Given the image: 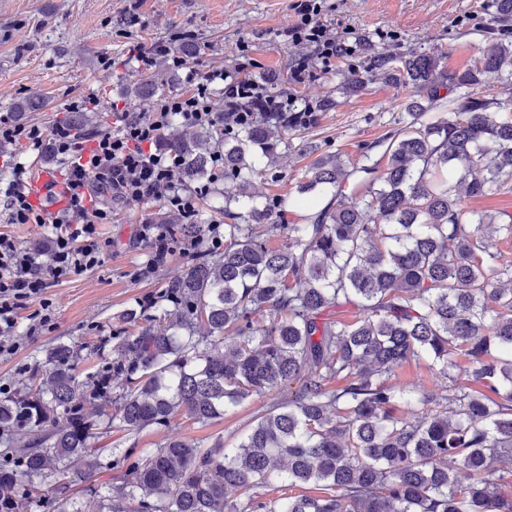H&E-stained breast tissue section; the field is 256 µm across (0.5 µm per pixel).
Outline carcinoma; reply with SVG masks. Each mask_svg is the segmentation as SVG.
<instances>
[{"label": "carcinoma", "mask_w": 512, "mask_h": 512, "mask_svg": "<svg viewBox=\"0 0 512 512\" xmlns=\"http://www.w3.org/2000/svg\"><path fill=\"white\" fill-rule=\"evenodd\" d=\"M479 53L448 77L453 88L488 73L512 85V41L488 40ZM365 70L414 88L386 168L368 155L359 166L317 156L299 193L331 200L301 224L270 223L286 199L252 194L297 127L261 113L192 136L172 119L161 145L180 159L176 179L212 181L223 154L232 222L214 245L201 214L178 217L168 232L193 242L185 271L116 316L96 369L82 374L83 347L58 343L0 396V512H83L76 487L95 490L105 471L118 482L98 512H512V469L502 467L512 462V261L494 246L512 238V219L461 204L512 184V96H440L431 52L373 51ZM169 80L160 60L126 94L157 96ZM352 179L367 193H345ZM346 307L356 310L349 323L337 318ZM420 358L448 386L409 394L392 382ZM296 380L294 397L228 446L173 437L124 448L123 436L100 445L179 417L207 426ZM403 404L421 417L396 415Z\"/></svg>", "instance_id": "cac0c4a2"}]
</instances>
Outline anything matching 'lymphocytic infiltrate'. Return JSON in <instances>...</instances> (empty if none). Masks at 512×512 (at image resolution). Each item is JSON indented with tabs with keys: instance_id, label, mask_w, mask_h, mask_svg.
Segmentation results:
<instances>
[{
	"instance_id": "obj_1",
	"label": "lymphocytic infiltrate",
	"mask_w": 512,
	"mask_h": 512,
	"mask_svg": "<svg viewBox=\"0 0 512 512\" xmlns=\"http://www.w3.org/2000/svg\"><path fill=\"white\" fill-rule=\"evenodd\" d=\"M293 8L298 20L287 36L309 49L291 67L296 83L313 78L315 67L330 69L336 61L355 53L354 44L328 36L320 18L321 0H295ZM215 84L220 85V93L212 92ZM263 90L258 81L214 70L194 93L160 96L149 114L121 113L116 130L86 137L74 132L65 120L57 121L45 134L39 127L0 117V145L26 142L36 146L42 138L50 139L51 149L63 166L65 198L64 206L52 219L55 233L47 250L24 249L11 236L0 234V354L15 348L11 337L17 328L18 309L40 301L37 327H52L55 313L43 299L46 288L51 282L104 264L110 242L101 237L98 227L112 220L104 194L115 199L162 200L183 216L194 212V195L174 178L177 156L157 146L171 117H179L193 127H208L220 121L229 128L248 122L253 114L252 102L259 97L264 98L266 111L280 115L289 112L303 121L310 116L311 106L267 96ZM0 208L9 223H43V216L29 200L27 169L22 164H15L0 188Z\"/></svg>"
}]
</instances>
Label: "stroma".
Listing matches in <instances>:
<instances>
[{
  "instance_id": "obj_1",
  "label": "stroma",
  "mask_w": 512,
  "mask_h": 512,
  "mask_svg": "<svg viewBox=\"0 0 512 512\" xmlns=\"http://www.w3.org/2000/svg\"><path fill=\"white\" fill-rule=\"evenodd\" d=\"M293 0H0V113L32 93L45 97L39 112L24 115L23 124L42 131L68 116V106L94 98L98 128H111L112 109L150 112L152 99H128L125 87L146 74L137 59L139 47L175 32L193 35L199 49L186 68L177 70L174 92L194 91L216 69L249 78L265 74L288 76L295 58L306 48L288 40L297 20ZM497 0H324L321 17L330 35H358L377 49L398 52L430 50L442 55L444 72H461L479 59L486 40L498 37L494 23ZM365 51L342 59L332 69L303 84H286V95L298 104L316 107L308 130L293 134L281 150L271 174L255 180L256 194L285 197L284 212L273 214L281 224H298L311 210L325 206L329 195L308 198L298 192L311 162L305 143L318 152L343 154L351 163L364 157L379 160L377 143L397 128L411 89L381 78L367 81L356 95L339 93L345 76L364 71ZM336 91L337 104L321 110L319 103ZM166 206L160 200H122L112 204V221L99 225L112 243L99 269L52 283L45 297L56 312L52 329L29 335L38 308L29 303L18 312L13 353L0 355V385H15L49 346L75 343L96 347L116 329L117 313L157 296L169 280L185 269L180 254L168 255L150 276L140 268L154 247L137 236L140 224L157 222ZM290 384L263 398H254L207 426L177 420L158 432L133 435L138 447L153 448L170 437L232 440L253 416L272 403L295 395Z\"/></svg>"
}]
</instances>
